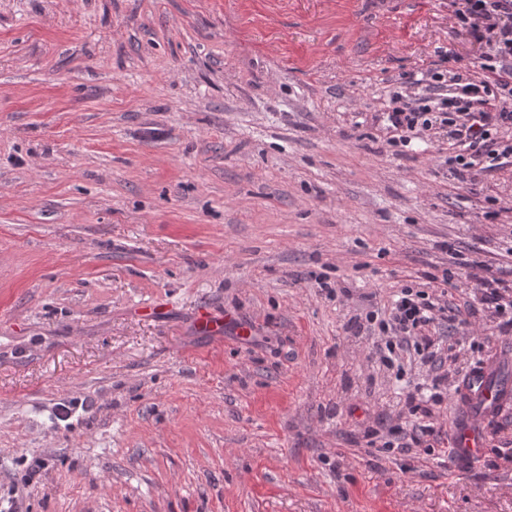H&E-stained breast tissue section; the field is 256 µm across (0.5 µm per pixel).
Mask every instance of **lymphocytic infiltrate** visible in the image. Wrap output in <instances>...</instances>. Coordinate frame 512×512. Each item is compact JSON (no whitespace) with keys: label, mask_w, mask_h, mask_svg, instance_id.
Segmentation results:
<instances>
[{"label":"lymphocytic infiltrate","mask_w":512,"mask_h":512,"mask_svg":"<svg viewBox=\"0 0 512 512\" xmlns=\"http://www.w3.org/2000/svg\"><path fill=\"white\" fill-rule=\"evenodd\" d=\"M461 34L479 45L470 76L451 69L422 73L419 90L395 88L390 94L387 142L405 147L425 133L448 140V169L458 178L512 166V0H452ZM468 309L479 308L497 328L512 329V285L479 265L467 276ZM453 309L442 296L400 289L386 309L369 306L350 323L355 335L372 341V358L385 367L416 355L429 383L406 391L388 430L367 435V449L403 452L424 447L451 385L444 357L443 327Z\"/></svg>","instance_id":"1"}]
</instances>
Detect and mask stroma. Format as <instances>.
<instances>
[{
  "label": "stroma",
  "mask_w": 512,
  "mask_h": 512,
  "mask_svg": "<svg viewBox=\"0 0 512 512\" xmlns=\"http://www.w3.org/2000/svg\"><path fill=\"white\" fill-rule=\"evenodd\" d=\"M457 29L448 0H0V512H512V405L476 463L456 396L430 452L366 454L427 373L348 329L512 269V169L459 181L381 121L479 56Z\"/></svg>",
  "instance_id": "obj_1"
}]
</instances>
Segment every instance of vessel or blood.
Returning a JSON list of instances; mask_svg holds the SVG:
<instances>
[{
	"label": "vessel or blood",
	"mask_w": 512,
	"mask_h": 512,
	"mask_svg": "<svg viewBox=\"0 0 512 512\" xmlns=\"http://www.w3.org/2000/svg\"><path fill=\"white\" fill-rule=\"evenodd\" d=\"M495 374V365L484 364L475 368L462 385L474 411L457 433L454 452L461 457L471 459L478 456L483 446L485 421L512 405V392L498 395L490 388L489 382Z\"/></svg>",
	"instance_id": "1"
}]
</instances>
